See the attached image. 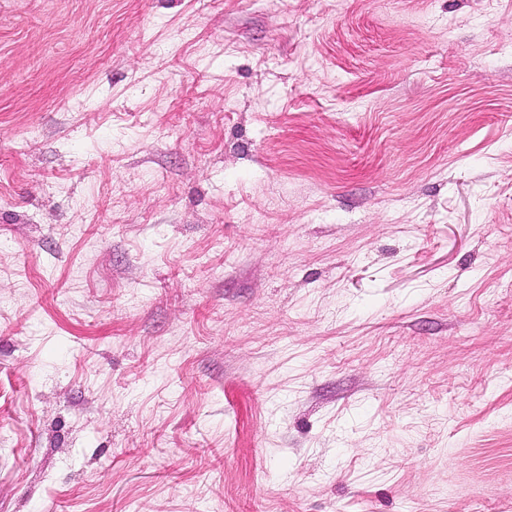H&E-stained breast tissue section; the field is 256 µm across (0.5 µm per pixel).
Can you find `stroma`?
Masks as SVG:
<instances>
[{"mask_svg": "<svg viewBox=\"0 0 512 512\" xmlns=\"http://www.w3.org/2000/svg\"><path fill=\"white\" fill-rule=\"evenodd\" d=\"M0 512H512V0H0Z\"/></svg>", "mask_w": 512, "mask_h": 512, "instance_id": "1", "label": "stroma"}]
</instances>
